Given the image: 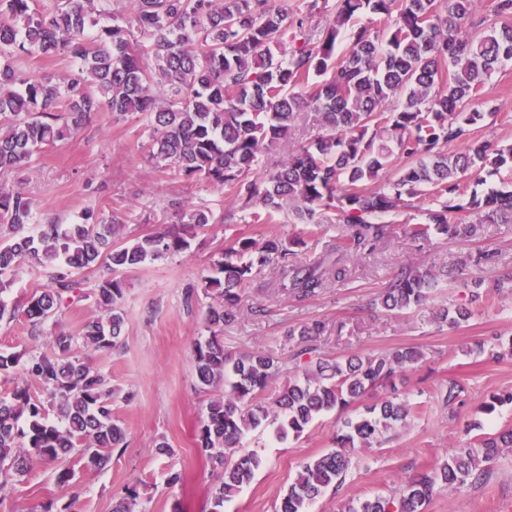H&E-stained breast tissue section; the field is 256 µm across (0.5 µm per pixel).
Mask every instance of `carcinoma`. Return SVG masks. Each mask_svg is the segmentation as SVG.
Listing matches in <instances>:
<instances>
[{
    "mask_svg": "<svg viewBox=\"0 0 512 512\" xmlns=\"http://www.w3.org/2000/svg\"><path fill=\"white\" fill-rule=\"evenodd\" d=\"M489 2L492 9L483 14L475 0H445L443 11L437 0H336L334 19L313 27L309 18L318 0H310L303 15L274 0H55L44 11L31 0H0V169L29 166L36 152L76 133L96 112L105 110L117 121L140 114L152 129L150 162L229 191L250 223L267 224L294 203L311 236L320 229L321 211L335 212L346 226L332 265L290 260V245L299 238L240 237L224 250L217 275L203 279L213 302L205 312L210 337L194 348L196 377L203 386H226L224 396L207 404L199 427L200 444L221 475L211 512H224L263 463L255 451L238 454L250 432L271 427L280 441L297 437L322 414L387 387L422 358L409 347L364 358L317 357L299 376L264 352H225L219 335L234 320L238 289L254 271L278 268L281 288L292 298L314 297L346 279L342 258L370 254L389 238L386 216L427 195L435 204L423 209V222L406 225L418 242L433 236L469 242L484 223L512 221V188L479 195L460 179L473 168L512 174V146L472 137V127L484 119L470 108L474 97L491 73L512 62V0ZM127 10L131 25L114 23ZM101 15L113 23L88 35ZM290 28L297 45L284 62L274 49ZM345 39L348 49L339 54ZM34 55L69 57L77 67L58 78L29 75L15 65ZM394 97L401 103L383 109ZM302 112L317 113L323 132L257 182L261 153L287 137ZM394 156L402 160L398 177L374 186ZM463 211L476 221L456 220ZM176 216L173 228L128 241L117 215L93 209L75 224H40L26 234L35 223L34 200L0 189V321L15 317L16 307L1 294L12 284L8 274L22 263L34 260L53 270L51 285L27 301L25 314L36 325L58 323L81 297L79 271H99L94 297L102 315L86 322L80 336H54V351L25 360L0 350V376L20 371L0 397V477L19 481L36 460L60 462L55 482L66 502L58 512H74L78 499L69 456L103 469L125 440L112 413L111 377L74 355L73 342L95 351L121 347L123 272L183 252L215 221L202 208H181ZM452 274L446 265L437 271L404 266L379 295L380 305L387 311L419 308ZM482 284L479 277L461 282L469 303L449 305L436 320L453 327L469 322L474 311L468 304L482 298ZM493 286L512 293V268L498 270ZM322 330L314 321L288 331L296 357L315 352ZM284 373L288 386L273 401L262 400L270 381ZM412 412L409 402L382 399L345 419L335 448L302 465L280 512H309L343 482L351 450L381 444ZM502 448L512 449V430L414 473L391 497L366 498L345 512H421L442 488L484 480L482 464ZM138 499L136 487H128L113 499L112 512H145L137 509Z\"/></svg>",
    "mask_w": 512,
    "mask_h": 512,
    "instance_id": "carcinoma-1",
    "label": "carcinoma"
}]
</instances>
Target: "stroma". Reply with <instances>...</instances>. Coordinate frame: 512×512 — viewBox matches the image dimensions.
Returning <instances> with one entry per match:
<instances>
[{
  "instance_id": "35a3bbf8",
  "label": "stroma",
  "mask_w": 512,
  "mask_h": 512,
  "mask_svg": "<svg viewBox=\"0 0 512 512\" xmlns=\"http://www.w3.org/2000/svg\"><path fill=\"white\" fill-rule=\"evenodd\" d=\"M473 106L486 114L474 127V137L501 146L512 144V63L491 75ZM316 131L313 113H300L288 137L261 157L259 174L273 169ZM149 139L144 117L116 121L103 113L72 137L39 150L28 168L0 172V186L34 199L40 223L69 224L84 210L102 208L118 214L125 235L133 239L169 229L181 207L205 208L216 218L183 253L123 275L122 346L88 353L87 359L112 378L116 390L112 410L126 429L125 445L114 449L102 470L70 457L79 491L77 512H112L113 498L129 486L137 488L144 512H211V490L219 476L199 446L198 428L207 403L223 389H204L197 382L193 348L208 335L204 319L208 300L198 298L189 307L185 296L238 237L289 240L303 230L288 209L275 214L270 223H246L227 191L203 178H186L149 164L145 159ZM418 216L415 210L408 215ZM405 218L395 217L391 237L373 253L348 259L347 280L329 285L314 298L299 302L288 297L274 268L255 272L252 284L239 292L236 319L225 325L221 335L228 352L260 349L288 362L297 352L289 329L318 320L325 330L316 341V354L325 359L365 357L403 347L422 352V359L398 379L397 388L402 399L424 404V412L390 432L383 444L357 450L342 484L317 499L311 512H341L348 501L391 495L404 478L421 468L512 427V403L491 413L483 409L491 395L512 393V351L506 346L512 338V295H493L490 303L477 305L473 317L459 328L434 318L439 308L464 301V289L452 283L436 289L429 307L418 312H387L378 303L386 283L407 263L436 269L489 247L497 250L499 267L512 268V224L483 225L479 239L470 243L441 238L421 247L406 235ZM78 280L82 296L65 310L57 326L33 327L21 312L0 322V350L25 356L36 348L50 349L51 331L79 335L84 322L100 311L93 295L96 272L82 271ZM49 282V269L24 263L4 298L18 306ZM452 381L458 383L460 393L447 404L441 396ZM372 401L368 395L346 413H325L301 436L283 442L268 430L252 432L242 448L257 451L264 464L251 483L225 504V512H277L302 465L332 448L344 418ZM162 441L171 445L173 455L158 453ZM171 468L183 471V485L166 486L165 474ZM54 471V465L38 461L23 481L0 487V512H40L48 500L59 498ZM423 512H512V451H503L490 463L484 482L443 488Z\"/></svg>"
}]
</instances>
